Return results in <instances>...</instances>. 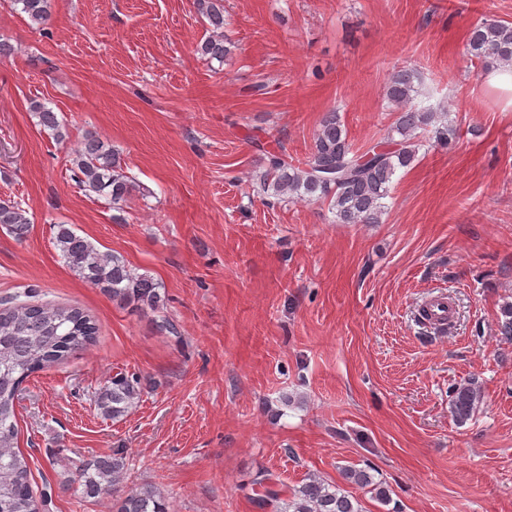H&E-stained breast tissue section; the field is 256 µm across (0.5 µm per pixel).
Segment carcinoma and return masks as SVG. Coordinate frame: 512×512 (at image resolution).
I'll return each instance as SVG.
<instances>
[{
  "label": "carcinoma",
  "instance_id": "cac0c4a2",
  "mask_svg": "<svg viewBox=\"0 0 512 512\" xmlns=\"http://www.w3.org/2000/svg\"><path fill=\"white\" fill-rule=\"evenodd\" d=\"M12 2L37 28L51 16L52 0ZM196 6L211 31L200 46V53L208 60L222 62L230 53L224 38V0H196ZM467 50L485 68L512 67V25L495 19L474 24L469 30ZM418 80L415 70L403 68L394 71L386 84L385 98L397 112L391 135L360 153L353 148L339 112H326L304 165L289 163L281 144L264 153L260 191L279 199L287 196L302 201L327 200L338 224L381 223L394 176L417 157V132L432 127L436 142H448V126H438L441 116L412 105ZM30 111L56 141L69 138L68 126L53 109L35 101ZM71 171L83 190L106 197L116 209L134 190L118 153L98 135L83 138L72 156ZM0 224L21 238L27 233L30 220L20 203L0 201ZM55 228V248L79 279L120 304L152 311L164 306L161 285L153 278L134 272L122 258L100 251L71 225L57 224ZM500 314L499 333L512 342V302H504ZM96 333L94 320L78 308L20 301L16 297L0 302V512H39L28 460L14 446L15 399L20 386L45 366L65 361L89 344ZM139 396L138 377L120 373L95 393L94 403L102 415L117 420L129 413ZM480 396V386L473 379L452 387L450 408L455 419L461 423L470 419ZM127 470V456L119 451L90 458L77 465L70 485L84 499L112 498V512H169V504L151 485L123 490ZM342 476L358 486L373 484L376 497L388 499L383 483H373L366 470L346 468ZM254 484L262 488L253 498L261 512H363L352 495L316 476L290 492L265 471L259 473Z\"/></svg>",
  "mask_w": 512,
  "mask_h": 512
}]
</instances>
